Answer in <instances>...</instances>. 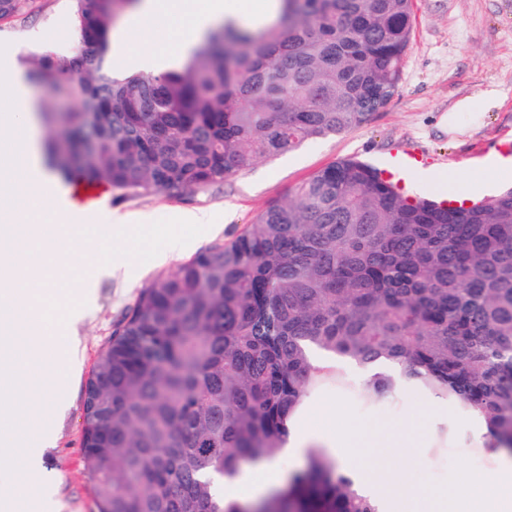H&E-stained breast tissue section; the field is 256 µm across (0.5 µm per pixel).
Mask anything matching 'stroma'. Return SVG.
<instances>
[{
	"label": "stroma",
	"mask_w": 512,
	"mask_h": 512,
	"mask_svg": "<svg viewBox=\"0 0 512 512\" xmlns=\"http://www.w3.org/2000/svg\"><path fill=\"white\" fill-rule=\"evenodd\" d=\"M56 33L52 42L42 31ZM72 0H40L29 19L0 22V45L21 46L22 57L44 44L62 49L73 38ZM512 143V0H414L411 38L402 79L390 102L372 119L345 134L312 139L282 156L257 162L223 185L196 188L179 196L164 192L125 195L112 188L101 194L99 221L119 213L144 218L155 227L147 243L127 235L107 246L77 250L76 263L94 273L105 248L126 253L131 268L102 278L95 297L72 330L79 339L81 372L70 404L57 425V440L44 455L51 474L45 499H20L15 512H97L83 456V412L91 369L112 330L129 312L137 294L157 273L171 272L216 242L231 241L269 203L283 199L302 181L338 159L355 157L389 172L409 199L478 202L512 186V166L489 174L487 165ZM204 211L212 226L186 224L168 230L172 215ZM166 253L163 262L150 253ZM361 467L379 474L397 467L408 495L444 492L462 471L495 478L499 460L485 448L451 444L442 452L412 449L401 457L394 448H365Z\"/></svg>",
	"instance_id": "obj_1"
}]
</instances>
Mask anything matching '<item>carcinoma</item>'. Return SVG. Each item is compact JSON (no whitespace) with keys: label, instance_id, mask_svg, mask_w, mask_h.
<instances>
[{"label":"carcinoma","instance_id":"cac0c4a2","mask_svg":"<svg viewBox=\"0 0 512 512\" xmlns=\"http://www.w3.org/2000/svg\"><path fill=\"white\" fill-rule=\"evenodd\" d=\"M133 0H73L72 55L31 52L91 183L179 196L366 124L401 80L413 0H279L257 30L219 24L182 66L112 75ZM36 0H0V21ZM396 363L484 414L512 454V189L481 205L411 201L339 159L231 241L156 274L86 387L83 451L98 512H379L320 449L255 503L212 491L273 457L290 414L324 388L376 405L336 366ZM127 18L128 17L125 14L123 17L118 19L114 23V25L117 24L118 22H126ZM127 23L128 22H126V24L123 27L117 29L116 31H112L111 37H110L112 60L119 61L122 64L129 63L132 61V58L128 55L129 32H128ZM112 60H111V58H109L108 65L111 68V70L113 71Z\"/></svg>","mask_w":512,"mask_h":512}]
</instances>
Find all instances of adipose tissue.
<instances>
[{
  "mask_svg": "<svg viewBox=\"0 0 512 512\" xmlns=\"http://www.w3.org/2000/svg\"><path fill=\"white\" fill-rule=\"evenodd\" d=\"M137 0L130 17L160 19L165 41L137 59L128 55L127 28L110 37L113 60L159 73L182 64L200 37L217 23L270 22L277 0ZM17 47L0 49V471L8 470L16 491L27 496L47 486L41 466L55 442V421L66 409L80 366L77 340L69 333L96 283L73 261L76 242L105 243L111 232L147 238L145 225L113 216L90 224L81 175L62 184L45 161L38 130L36 99L25 71L13 66ZM343 402L291 417L279 456L300 458L305 449H333L340 469L356 468L364 448H417L422 436L405 422L393 425L345 424ZM275 462L243 470L233 496L244 501L282 482ZM399 473L371 478L360 491L378 496L383 512H512V461L503 462L496 481L464 472L454 489L436 497L407 499L396 488Z\"/></svg>",
  "mask_w": 512,
  "mask_h": 512,
  "instance_id": "1",
  "label": "adipose tissue"
}]
</instances>
